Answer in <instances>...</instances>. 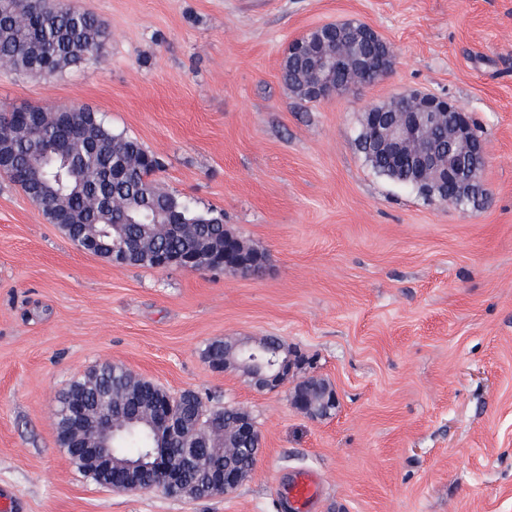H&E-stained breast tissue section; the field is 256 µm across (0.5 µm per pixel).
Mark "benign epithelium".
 I'll return each instance as SVG.
<instances>
[{"label":"benign epithelium","instance_id":"1","mask_svg":"<svg viewBox=\"0 0 512 512\" xmlns=\"http://www.w3.org/2000/svg\"><path fill=\"white\" fill-rule=\"evenodd\" d=\"M326 30L321 44L313 46L301 38L288 45L287 54L306 60L305 84L309 95L325 98L338 93L350 92L358 87L370 85L388 73L392 65L391 47L370 26L347 27L339 23L323 25ZM15 126L29 134L40 127V113H14ZM448 129V150L443 152L437 145L435 133ZM367 144L372 150L387 156L395 167L409 165L424 185L449 184L456 188L477 185L486 188L481 172L487 164L485 144L470 113L463 111L457 103L447 97L414 94L394 102L389 112L365 113ZM86 244L87 252L112 257V263L122 260L128 251L126 243L107 242L100 238L93 224L71 225ZM265 263L262 255L247 257L236 237L224 240V252L198 251L192 255L159 254L160 269L182 268L189 270L224 269L245 273V267H261ZM300 365L296 357L284 356L274 367H260L249 371V367L238 361L233 354L227 355L224 368L238 367L259 390H273L286 381ZM336 392L329 391L324 407L318 409L308 397L292 396V405L300 412L318 417L336 408ZM242 420L235 427L248 439L258 441L260 433L249 414L236 409ZM74 428L70 437L84 448H91L101 459L106 470L113 473L108 485L126 491H145L147 487L134 484L129 477L152 471L158 477L153 488L164 492L183 481L189 471H206L205 458L195 452L176 457L170 448L171 438L186 432L183 425L173 421L168 406L152 404L138 410L130 417H112V402L101 403L88 409L74 404L71 415ZM144 424L152 434L150 448L138 460L122 458L115 452L113 444L125 425ZM253 473V468L226 469L224 476L213 479L211 493L227 495L235 491Z\"/></svg>","mask_w":512,"mask_h":512}]
</instances>
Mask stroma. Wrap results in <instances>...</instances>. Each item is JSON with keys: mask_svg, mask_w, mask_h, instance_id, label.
I'll use <instances>...</instances> for the list:
<instances>
[{"mask_svg": "<svg viewBox=\"0 0 512 512\" xmlns=\"http://www.w3.org/2000/svg\"><path fill=\"white\" fill-rule=\"evenodd\" d=\"M103 47L53 75L0 67V110L87 106L158 156L159 188L267 258L264 271L114 266L78 249L0 176V494L14 512H278L297 473L314 512H512V0H76ZM372 26L388 75L329 99L281 79L289 42ZM447 96L486 143L487 196L443 204L376 174L365 112ZM278 337L304 359L260 391L204 358ZM110 362L248 412L253 474L208 500L123 492L57 443L56 399ZM325 379L331 416L289 393ZM328 393L329 396L327 401L321 409L316 408L309 397L306 396L302 397L297 394H293L291 402L294 408L310 417H323L320 416L322 412L323 414L326 413L328 415L332 409L336 408L337 404L336 392L331 390Z\"/></svg>", "mask_w": 512, "mask_h": 512, "instance_id": "stroma-1", "label": "stroma"}]
</instances>
